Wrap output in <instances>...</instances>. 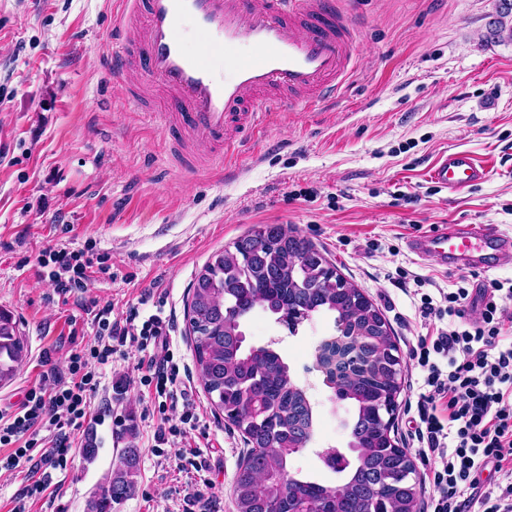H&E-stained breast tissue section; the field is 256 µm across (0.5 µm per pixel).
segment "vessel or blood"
Masks as SVG:
<instances>
[{
  "mask_svg": "<svg viewBox=\"0 0 512 512\" xmlns=\"http://www.w3.org/2000/svg\"><path fill=\"white\" fill-rule=\"evenodd\" d=\"M349 0H121L112 35V75L135 71L156 91L147 107L168 122L174 148H205L211 166L237 156L244 135L272 113L316 109L335 98L354 66ZM195 48H187L188 36ZM485 165L466 151L443 154L429 171L447 189L480 182ZM414 253L472 271L487 252L512 263V236L450 224L412 238Z\"/></svg>",
  "mask_w": 512,
  "mask_h": 512,
  "instance_id": "vessel-or-blood-1",
  "label": "vessel or blood"
}]
</instances>
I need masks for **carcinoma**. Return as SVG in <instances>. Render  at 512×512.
<instances>
[{"label": "carcinoma", "instance_id": "obj_1", "mask_svg": "<svg viewBox=\"0 0 512 512\" xmlns=\"http://www.w3.org/2000/svg\"><path fill=\"white\" fill-rule=\"evenodd\" d=\"M341 279L313 244L288 224H262L214 253L196 273L186 304L195 368L214 410L243 435L249 450L233 483L236 512H292L297 502L322 512H413L405 492L416 471L392 426L381 427L377 407L392 385L386 352L395 348L392 332L377 329L380 312L356 287L326 288ZM256 308L281 315L291 331L301 312L334 316V341L348 340L358 362L340 374L325 373L337 397L350 402V418L341 421L362 436L361 447L343 467L335 484H325L293 469V447L313 431L296 434L289 421L313 425L306 393L291 380L290 368L272 345L242 344L243 321ZM27 357L13 316L0 310V385L12 380ZM138 451L123 448L97 484L87 512H115L137 489Z\"/></svg>", "mask_w": 512, "mask_h": 512}]
</instances>
